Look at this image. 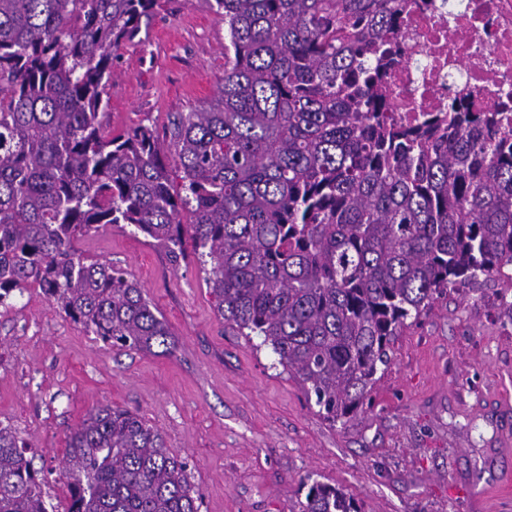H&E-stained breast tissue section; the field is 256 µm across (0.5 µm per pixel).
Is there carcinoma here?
<instances>
[{
    "label": "carcinoma",
    "instance_id": "carcinoma-1",
    "mask_svg": "<svg viewBox=\"0 0 512 512\" xmlns=\"http://www.w3.org/2000/svg\"><path fill=\"white\" fill-rule=\"evenodd\" d=\"M159 0H0V304L38 288L105 343L171 355L143 286L78 253L132 226L194 255L217 313L335 423L368 404L394 337L450 288L512 282V129L448 101L386 112L400 17L377 0H215L224 78L164 136L107 130L120 50ZM30 444L0 423V512H48ZM65 512H199L187 464L110 403L66 436ZM301 512H360L313 482Z\"/></svg>",
    "mask_w": 512,
    "mask_h": 512
}]
</instances>
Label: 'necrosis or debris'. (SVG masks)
<instances>
[{"instance_id": "4bbe7bcc", "label": "necrosis or debris", "mask_w": 512, "mask_h": 512, "mask_svg": "<svg viewBox=\"0 0 512 512\" xmlns=\"http://www.w3.org/2000/svg\"><path fill=\"white\" fill-rule=\"evenodd\" d=\"M402 14L403 55L383 79L392 115L414 125L455 98L474 109L499 105L512 128V0H379Z\"/></svg>"}]
</instances>
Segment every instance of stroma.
Wrapping results in <instances>:
<instances>
[{
	"instance_id": "stroma-1",
	"label": "stroma",
	"mask_w": 512,
	"mask_h": 512,
	"mask_svg": "<svg viewBox=\"0 0 512 512\" xmlns=\"http://www.w3.org/2000/svg\"><path fill=\"white\" fill-rule=\"evenodd\" d=\"M126 45L107 127L163 129L224 75V23L208 0H159ZM76 249L125 269L176 339L173 355L113 348L39 290L0 305V422L31 445L55 506L65 438L92 406L138 413L188 461L199 512H300L307 480L343 487L361 512H512V283L438 297L404 328L365 410L332 424L270 348L225 323L197 261L172 265L143 236L105 226Z\"/></svg>"
}]
</instances>
